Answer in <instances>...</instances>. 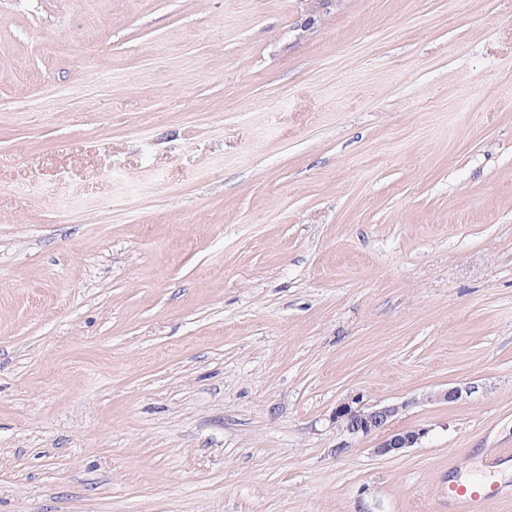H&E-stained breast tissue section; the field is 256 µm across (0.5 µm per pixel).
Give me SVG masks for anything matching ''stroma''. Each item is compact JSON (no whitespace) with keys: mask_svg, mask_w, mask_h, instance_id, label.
I'll use <instances>...</instances> for the list:
<instances>
[{"mask_svg":"<svg viewBox=\"0 0 512 512\" xmlns=\"http://www.w3.org/2000/svg\"><path fill=\"white\" fill-rule=\"evenodd\" d=\"M511 449L512 0H0V512H467ZM473 389L467 387L464 390L459 387L443 388L437 391H431L421 396L420 400L424 403H451L457 402L472 394ZM407 407V402L364 403L360 397L349 396L337 403L331 420L352 438L374 437L372 451L376 456L397 455L419 445L426 434L424 429L395 425ZM496 492L491 487L481 491H473L468 493L465 488L456 485L448 486V504L454 501H460L465 504L469 512H483L485 501Z\"/></svg>","mask_w":512,"mask_h":512,"instance_id":"stroma-1","label":"stroma"}]
</instances>
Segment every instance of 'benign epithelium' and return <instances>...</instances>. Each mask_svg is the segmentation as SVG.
Instances as JSON below:
<instances>
[{
	"mask_svg": "<svg viewBox=\"0 0 512 512\" xmlns=\"http://www.w3.org/2000/svg\"><path fill=\"white\" fill-rule=\"evenodd\" d=\"M472 394V388H443L423 394L420 398L402 403H365L356 396L339 401L332 411L331 420L336 427L352 438L375 440L372 448L377 456L397 455L419 445L426 431L396 426V420L410 404L451 403Z\"/></svg>",
	"mask_w": 512,
	"mask_h": 512,
	"instance_id": "1",
	"label": "benign epithelium"
}]
</instances>
